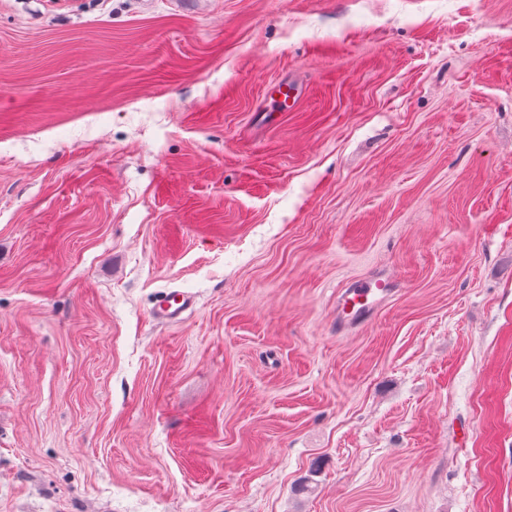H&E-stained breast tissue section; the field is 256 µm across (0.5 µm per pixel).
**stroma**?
<instances>
[{
	"label": "stroma",
	"mask_w": 512,
	"mask_h": 512,
	"mask_svg": "<svg viewBox=\"0 0 512 512\" xmlns=\"http://www.w3.org/2000/svg\"><path fill=\"white\" fill-rule=\"evenodd\" d=\"M0 512H512V0H0ZM391 288L382 278L358 280L343 288L338 295L336 328L368 322L388 300ZM193 299L183 292H169L161 299L155 308L153 315L163 321H177L182 315L191 309Z\"/></svg>",
	"instance_id": "35a3bbf8"
}]
</instances>
